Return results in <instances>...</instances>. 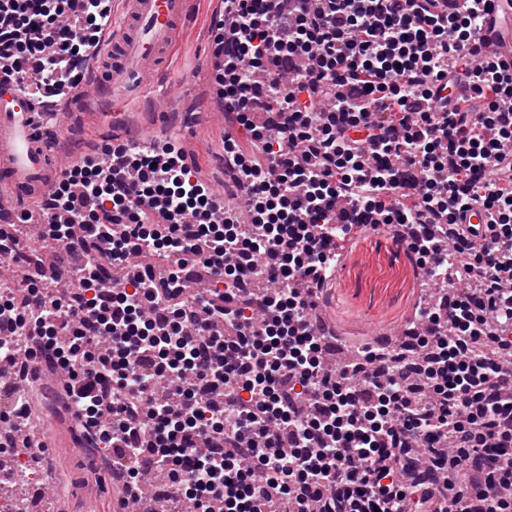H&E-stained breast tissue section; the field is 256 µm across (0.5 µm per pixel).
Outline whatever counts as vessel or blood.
Instances as JSON below:
<instances>
[{"label":"vessel or blood","instance_id":"b4317fda","mask_svg":"<svg viewBox=\"0 0 512 512\" xmlns=\"http://www.w3.org/2000/svg\"><path fill=\"white\" fill-rule=\"evenodd\" d=\"M125 5L123 22L95 64L97 75L107 78L120 104L141 90L170 58L190 0H125ZM479 38L488 55L512 66V0H493ZM0 100L6 104L0 112V158L5 161L0 210L13 213L17 198L45 195L63 168L47 156L34 101L25 84L13 79L0 81ZM187 135V130L173 126L161 130L146 127L129 144L144 148L155 145L161 137L183 139Z\"/></svg>","mask_w":512,"mask_h":512}]
</instances>
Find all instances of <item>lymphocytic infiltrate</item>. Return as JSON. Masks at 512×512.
<instances>
[{
	"mask_svg": "<svg viewBox=\"0 0 512 512\" xmlns=\"http://www.w3.org/2000/svg\"><path fill=\"white\" fill-rule=\"evenodd\" d=\"M468 2L224 0L208 34L240 197L173 144L112 142L36 203L60 246L42 271L78 289L30 277L23 303L0 297L27 339L0 343V370L24 380L57 353L68 408L140 512L154 469L194 489L192 512H512V72L476 53L492 0ZM110 17L105 0H0V70L64 97ZM473 206L488 223H460ZM367 224L456 287L416 308L411 356L334 367L314 313ZM192 263L207 286L188 288ZM215 385L223 404L204 403Z\"/></svg>",
	"mask_w": 512,
	"mask_h": 512,
	"instance_id": "obj_1",
	"label": "lymphocytic infiltrate"
}]
</instances>
